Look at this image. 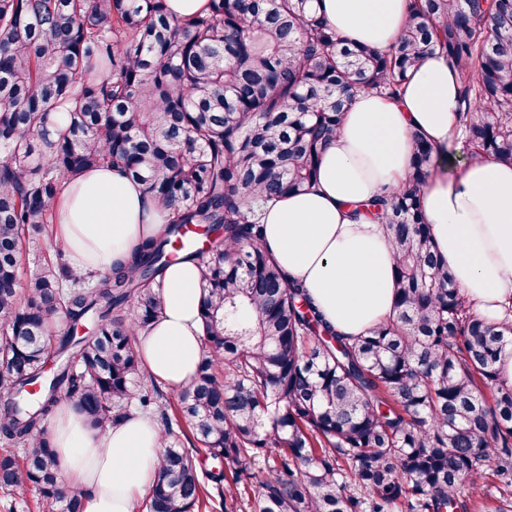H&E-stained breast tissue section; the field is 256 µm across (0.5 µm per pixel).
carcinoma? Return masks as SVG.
Masks as SVG:
<instances>
[{"label": "carcinoma", "instance_id": "carcinoma-1", "mask_svg": "<svg viewBox=\"0 0 512 512\" xmlns=\"http://www.w3.org/2000/svg\"><path fill=\"white\" fill-rule=\"evenodd\" d=\"M436 53L457 71L474 154L512 164V0H412L385 53L345 45L314 0H209L184 20L164 0H0V440L25 453H0V489L82 512L60 483L57 408L104 429L157 403L136 331L161 313L153 285L191 261L205 358L162 417L148 512H233L248 487L250 512H457L461 487L491 476L512 512V318L475 311L433 249V148L417 139L409 181L356 209L384 226L396 282L392 318L358 338L288 278L257 217L313 183L357 94L397 99ZM101 164L161 202L162 231L93 286L58 260L20 285L66 180ZM191 226L218 235L209 256L186 244ZM187 430L230 474L199 473Z\"/></svg>", "mask_w": 512, "mask_h": 512}]
</instances>
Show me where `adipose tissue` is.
Returning <instances> with one entry per match:
<instances>
[{"mask_svg":"<svg viewBox=\"0 0 512 512\" xmlns=\"http://www.w3.org/2000/svg\"><path fill=\"white\" fill-rule=\"evenodd\" d=\"M410 0H316L327 26L352 47H394ZM459 82L446 57L428 56L390 101L359 95L327 147L310 188L264 207L266 244L289 277L301 281L324 318L357 337L393 314L391 246L380 224L355 219L351 206L399 188L411 170L415 137L440 156L459 136ZM435 251L456 288L481 314L503 317L512 307V165L478 158L449 174L437 164L421 192ZM54 237L68 270L99 279L126 262L141 240L156 234L162 210L144 185L102 165L66 183L53 203ZM200 267H169L160 283L161 315L138 330L141 364L173 390L189 386L204 356ZM52 444L62 478L84 491L83 512H135L153 485L164 450L155 418L129 411L115 426L91 429L84 414L63 403Z\"/></svg>","mask_w":512,"mask_h":512,"instance_id":"adipose-tissue-1","label":"adipose tissue"}]
</instances>
